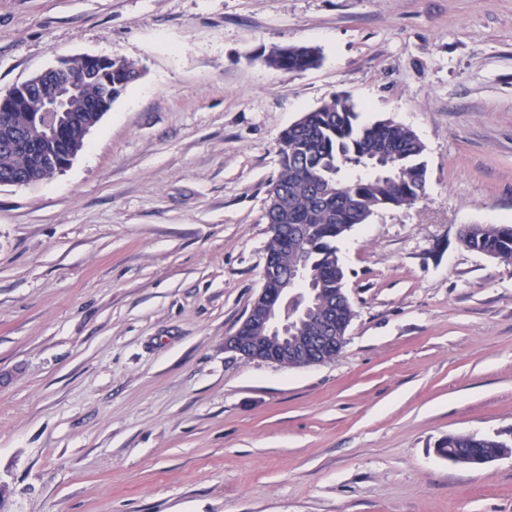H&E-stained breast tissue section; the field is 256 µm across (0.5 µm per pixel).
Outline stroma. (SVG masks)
<instances>
[{"label":"stroma","mask_w":512,"mask_h":512,"mask_svg":"<svg viewBox=\"0 0 512 512\" xmlns=\"http://www.w3.org/2000/svg\"><path fill=\"white\" fill-rule=\"evenodd\" d=\"M293 44L319 67L263 57ZM142 75L66 171L0 187V512H512V0H0V95L57 56ZM349 97L427 195L339 244L329 363L224 349L262 287L277 140ZM283 49H288L287 56L276 50L264 58L265 63L277 70L294 73L317 66L321 59L318 49L312 46L293 45ZM470 225L475 227L470 230ZM461 231L467 248L512 262V224H468ZM437 451L449 458L448 461L486 457L478 463L469 460L475 468H485L496 461L497 457L512 454V443L492 437L448 435L439 441Z\"/></svg>","instance_id":"1"}]
</instances>
